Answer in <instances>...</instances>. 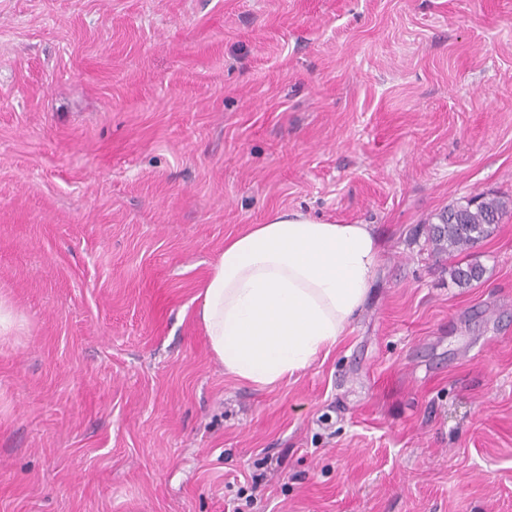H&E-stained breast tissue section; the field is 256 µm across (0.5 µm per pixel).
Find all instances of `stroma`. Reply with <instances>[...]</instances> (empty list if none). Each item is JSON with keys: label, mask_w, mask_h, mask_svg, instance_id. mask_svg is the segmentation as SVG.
Here are the masks:
<instances>
[{"label": "stroma", "mask_w": 512, "mask_h": 512, "mask_svg": "<svg viewBox=\"0 0 512 512\" xmlns=\"http://www.w3.org/2000/svg\"><path fill=\"white\" fill-rule=\"evenodd\" d=\"M478 194L512 199V0H0V512H512V212L426 244ZM280 210L380 263L260 388L198 295ZM508 212V202L501 198L474 196L437 214V222L428 225L427 240L438 255L461 254L490 236ZM484 269L478 264H467L465 267L454 265L450 269L453 281L461 288H468L483 276Z\"/></svg>", "instance_id": "1"}]
</instances>
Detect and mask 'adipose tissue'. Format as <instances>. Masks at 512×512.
Wrapping results in <instances>:
<instances>
[{"label": "adipose tissue", "instance_id": "obj_1", "mask_svg": "<svg viewBox=\"0 0 512 512\" xmlns=\"http://www.w3.org/2000/svg\"><path fill=\"white\" fill-rule=\"evenodd\" d=\"M379 260L370 225L297 211L226 238L198 309L225 373L267 387L329 353L361 310Z\"/></svg>", "mask_w": 512, "mask_h": 512}]
</instances>
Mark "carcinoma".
Wrapping results in <instances>:
<instances>
[{
  "label": "carcinoma",
  "instance_id": "cac0c4a2",
  "mask_svg": "<svg viewBox=\"0 0 512 512\" xmlns=\"http://www.w3.org/2000/svg\"><path fill=\"white\" fill-rule=\"evenodd\" d=\"M508 212V202L501 198L474 196L437 214V222L428 225L427 240L439 255L460 254L490 236ZM483 272L478 264L455 265L450 269L453 281L461 288L479 281Z\"/></svg>",
  "mask_w": 512,
  "mask_h": 512
}]
</instances>
